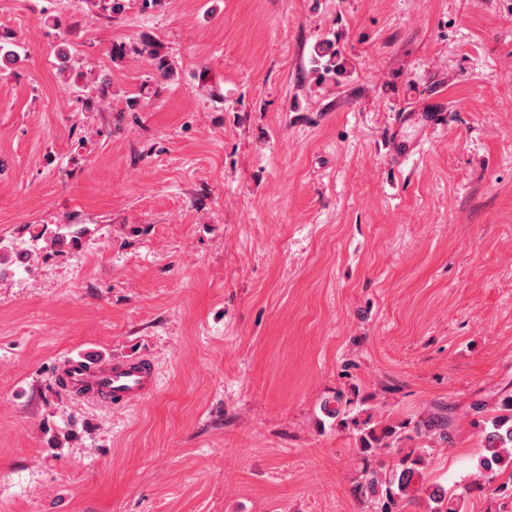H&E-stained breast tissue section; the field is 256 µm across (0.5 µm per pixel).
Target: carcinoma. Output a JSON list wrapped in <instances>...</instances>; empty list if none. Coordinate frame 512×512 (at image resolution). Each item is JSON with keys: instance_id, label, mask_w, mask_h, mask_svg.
I'll return each mask as SVG.
<instances>
[{"instance_id": "1", "label": "carcinoma", "mask_w": 512, "mask_h": 512, "mask_svg": "<svg viewBox=\"0 0 512 512\" xmlns=\"http://www.w3.org/2000/svg\"><path fill=\"white\" fill-rule=\"evenodd\" d=\"M141 53L155 68L167 74L171 66L159 58L151 43L143 44ZM314 62L327 72L336 70V49L326 39L315 49ZM85 229L75 224H61L57 227L53 245L63 247L79 239ZM0 265H25L29 258L28 250L1 247ZM478 418L473 424L479 429L482 439V454L477 460L475 472L461 482L445 488L430 485L427 479V463L422 453L413 449L402 452L399 448L403 440L401 433L392 426H379L371 422V417H363L357 402L341 394L333 403L324 406V414L336 422L339 429L351 428L359 442L362 467L355 479V496L373 505L374 512H408V509L421 507L427 500L424 512H463L465 498L475 491L497 483L494 491L512 495V396L500 400L497 406L479 402L473 405ZM452 416L448 409L440 406L427 420L417 424L414 431L440 442L451 439ZM396 451L397 459L389 466L372 465L373 459L382 451Z\"/></svg>"}]
</instances>
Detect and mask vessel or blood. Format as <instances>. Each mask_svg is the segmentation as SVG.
<instances>
[{
    "label": "vessel or blood",
    "mask_w": 512,
    "mask_h": 512,
    "mask_svg": "<svg viewBox=\"0 0 512 512\" xmlns=\"http://www.w3.org/2000/svg\"><path fill=\"white\" fill-rule=\"evenodd\" d=\"M67 383L71 388H91L92 398L104 404H128L153 393L158 375L153 365L139 361H117L101 370L83 362L71 363Z\"/></svg>",
    "instance_id": "b4317fda"
}]
</instances>
